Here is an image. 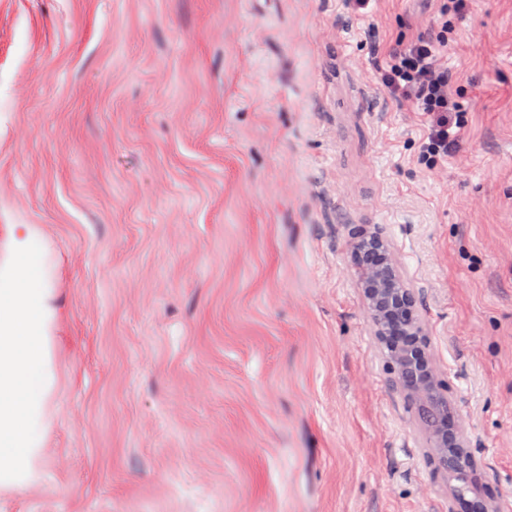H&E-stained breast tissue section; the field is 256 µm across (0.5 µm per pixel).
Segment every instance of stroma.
Instances as JSON below:
<instances>
[{
    "label": "stroma",
    "instance_id": "1",
    "mask_svg": "<svg viewBox=\"0 0 512 512\" xmlns=\"http://www.w3.org/2000/svg\"><path fill=\"white\" fill-rule=\"evenodd\" d=\"M436 9L0 0V267L29 225L53 313L38 479L0 512H448L351 224L386 228L512 503V0L453 21L437 169L369 79Z\"/></svg>",
    "mask_w": 512,
    "mask_h": 512
}]
</instances>
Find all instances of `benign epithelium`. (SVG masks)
I'll return each instance as SVG.
<instances>
[{
    "instance_id": "7a95c632",
    "label": "benign epithelium",
    "mask_w": 512,
    "mask_h": 512,
    "mask_svg": "<svg viewBox=\"0 0 512 512\" xmlns=\"http://www.w3.org/2000/svg\"><path fill=\"white\" fill-rule=\"evenodd\" d=\"M348 249L387 369L415 409L425 447L446 477L448 512H505L502 499L485 491L484 463L470 449L458 406L448 396V380L431 350L418 292L404 277L385 229L379 224L349 227Z\"/></svg>"
}]
</instances>
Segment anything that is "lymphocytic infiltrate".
<instances>
[{
    "label": "lymphocytic infiltrate",
    "mask_w": 512,
    "mask_h": 512,
    "mask_svg": "<svg viewBox=\"0 0 512 512\" xmlns=\"http://www.w3.org/2000/svg\"><path fill=\"white\" fill-rule=\"evenodd\" d=\"M438 2L433 27L389 48L370 76L378 88L394 99L409 102L419 114L424 126L419 155L431 170L460 147L467 110L452 89V77L444 62L452 31L448 15L461 11L464 0Z\"/></svg>",
    "instance_id": "f902f5d3"
}]
</instances>
